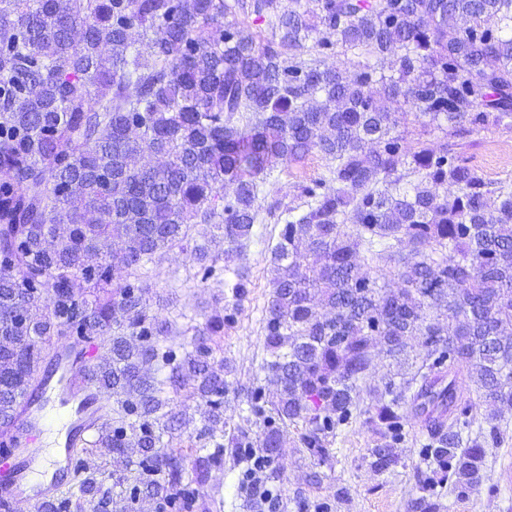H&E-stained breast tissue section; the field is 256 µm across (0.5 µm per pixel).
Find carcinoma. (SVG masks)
<instances>
[{"label": "carcinoma", "instance_id": "cac0c4a2", "mask_svg": "<svg viewBox=\"0 0 512 512\" xmlns=\"http://www.w3.org/2000/svg\"><path fill=\"white\" fill-rule=\"evenodd\" d=\"M316 12L277 0H0V313L13 289L32 330L0 341V418L19 413L54 365L53 330L97 341L85 368L108 420L86 442L78 473L51 512H145L164 494L170 512H214L205 492L224 449L240 460L284 454L281 426L332 466L330 438L362 414L358 393L374 358L395 362L370 423L369 465L398 464L409 415L426 429L416 485L422 512H439L446 485L464 495L487 466V440L512 412V184L491 187L465 165L463 146L488 125L512 130V0H315ZM268 17L258 39L236 13ZM359 50L350 70L330 58ZM444 133L413 146L385 102ZM316 152L328 175L297 186L279 214L274 277L263 325L265 384L248 395L265 432L253 450L226 430L237 367L224 357L231 314L216 311L187 352L160 343L148 264L193 246L195 276L230 268L260 219L259 195L280 164ZM161 156L164 167L143 163ZM453 190H448V187ZM418 342L423 355L409 362ZM476 387L478 421L463 390ZM188 433L159 431L160 394ZM98 448L117 497L96 501L83 455ZM193 460L194 479L184 463Z\"/></svg>", "mask_w": 512, "mask_h": 512}]
</instances>
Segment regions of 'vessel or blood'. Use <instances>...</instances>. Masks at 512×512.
Instances as JSON below:
<instances>
[{"label": "vessel or blood", "mask_w": 512, "mask_h": 512, "mask_svg": "<svg viewBox=\"0 0 512 512\" xmlns=\"http://www.w3.org/2000/svg\"><path fill=\"white\" fill-rule=\"evenodd\" d=\"M53 395V404L25 405L16 422L21 441L13 449L9 463L0 465V481L13 498L43 508L57 488L76 474L74 452L84 436L101 426L103 413L95 405L98 392L83 379L78 370L65 369L53 375L42 387ZM57 453L46 460L47 446Z\"/></svg>", "instance_id": "b4317fda"}]
</instances>
